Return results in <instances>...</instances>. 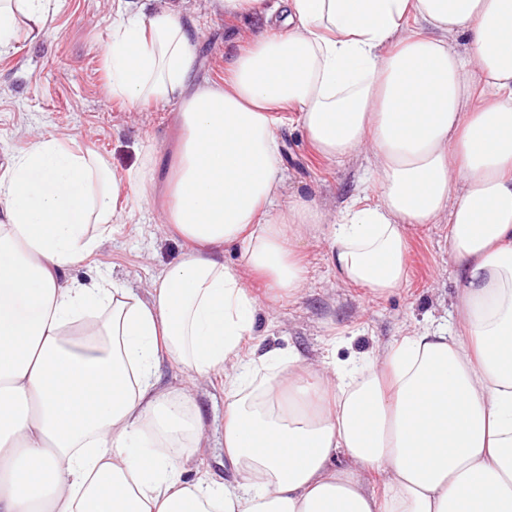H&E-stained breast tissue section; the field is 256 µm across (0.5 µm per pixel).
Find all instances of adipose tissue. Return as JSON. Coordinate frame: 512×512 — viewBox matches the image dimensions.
<instances>
[{"label": "adipose tissue", "instance_id": "1", "mask_svg": "<svg viewBox=\"0 0 512 512\" xmlns=\"http://www.w3.org/2000/svg\"><path fill=\"white\" fill-rule=\"evenodd\" d=\"M50 2L0 0V47ZM155 2L118 0L103 57L130 108L182 106L162 216L187 249L146 300L62 278L152 202L158 150L118 175L37 136L0 174V512H512V0H275L283 33L198 87L179 0ZM277 112L325 160L370 153L379 201L329 217L283 196ZM443 216L452 327L340 364L246 350L258 300L225 246L293 292L314 231L340 281L381 296ZM165 360L223 375L236 480L187 479L203 426L189 389L159 387Z\"/></svg>", "mask_w": 512, "mask_h": 512}]
</instances>
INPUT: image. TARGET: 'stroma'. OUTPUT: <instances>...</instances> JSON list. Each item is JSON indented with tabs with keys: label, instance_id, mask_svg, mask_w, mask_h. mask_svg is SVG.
<instances>
[{
	"label": "stroma",
	"instance_id": "35a3bbf8",
	"mask_svg": "<svg viewBox=\"0 0 512 512\" xmlns=\"http://www.w3.org/2000/svg\"><path fill=\"white\" fill-rule=\"evenodd\" d=\"M116 9L115 0H57L46 26L20 21L16 36L0 51V171L34 134L66 137L74 149L91 148L120 174L137 167L147 147L156 145L162 161L153 202L136 211L131 221L116 225L99 254L65 273L81 281L104 273L144 295L185 250L183 241L159 222L181 105L148 102L132 112L108 92L102 49L112 37ZM186 18L197 23V77L211 82H223L234 52L266 33L261 17L214 14L206 0H190ZM274 120L284 195H303L327 212L356 198L377 201L378 186L368 179L370 154L340 163L325 161L311 147L297 115L280 112ZM447 233L444 219L411 232L407 280L383 296L340 282L326 242L304 238L305 288L288 293L252 278L247 281L259 300L256 343L294 348L311 359L331 354L345 361L409 332L452 324L458 284ZM194 399L203 423L195 461L202 471L234 480L236 472L224 455L223 378L196 387Z\"/></svg>",
	"mask_w": 512,
	"mask_h": 512
}]
</instances>
